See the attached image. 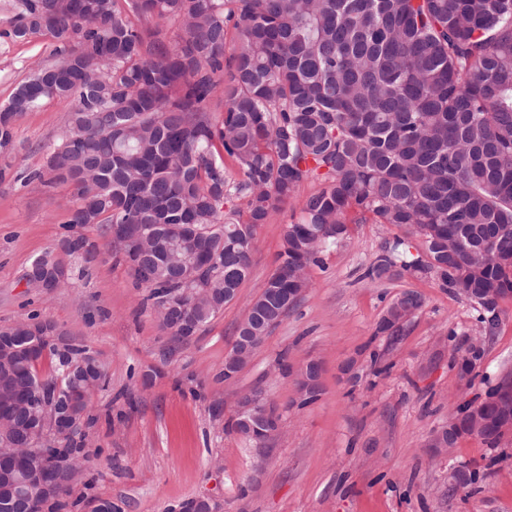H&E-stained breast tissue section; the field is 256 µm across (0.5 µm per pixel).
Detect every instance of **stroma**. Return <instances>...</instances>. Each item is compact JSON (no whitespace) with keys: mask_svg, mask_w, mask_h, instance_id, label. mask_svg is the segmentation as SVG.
<instances>
[{"mask_svg":"<svg viewBox=\"0 0 512 512\" xmlns=\"http://www.w3.org/2000/svg\"><path fill=\"white\" fill-rule=\"evenodd\" d=\"M10 0H0V104L37 65L54 63L49 36L15 41L7 32ZM74 108L70 98L45 101L16 123L11 170L45 171V147ZM0 182V325L32 313L90 345L107 381L94 400L86 432L87 480L81 512L109 499L121 512H167L177 501L217 499L224 512H512V432L491 448L460 439L450 457L434 456L429 437L448 422L461 397L512 386V298L486 343L470 386L451 364L453 345L477 338L476 311L433 278L371 280L367 270L394 229L356 224L311 272L313 284L231 382L220 378L247 300L277 266L286 222L319 189L302 183L293 198L258 227L248 279L237 300L190 341L177 343L144 309L126 266L101 255L49 295L27 290L22 275L67 232L74 188ZM412 290L422 307L397 335L378 332L389 303ZM323 367V393L294 403L292 372L308 360ZM262 389L281 418L279 434L256 448L225 431L239 391ZM484 468V481L448 491V472Z\"/></svg>","mask_w":512,"mask_h":512,"instance_id":"1","label":"stroma"}]
</instances>
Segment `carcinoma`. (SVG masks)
Masks as SVG:
<instances>
[{"instance_id":"cac0c4a2","label":"carcinoma","mask_w":512,"mask_h":512,"mask_svg":"<svg viewBox=\"0 0 512 512\" xmlns=\"http://www.w3.org/2000/svg\"><path fill=\"white\" fill-rule=\"evenodd\" d=\"M7 36L48 35L58 63L33 71L0 105V155L15 126L46 98L71 97L52 177L74 185L67 223L97 228L103 245L75 232L57 251L90 263L103 249L124 262L144 305L182 296L178 342L197 335L248 277L257 228L305 181H320L299 217L284 225L279 263L249 300L276 311L253 323L268 336L311 287L322 254L351 224L405 232L385 242L373 280L432 277L477 307L512 297V0H13ZM178 24V40L150 27ZM232 44H227L228 28ZM223 105L213 116L214 99ZM236 163L230 172L224 157ZM35 340L0 356V419L20 394L75 398L74 434L40 448L87 460L91 404L106 384L85 341L76 355L56 343L59 326L33 314ZM48 360L42 373L38 365ZM502 438L498 408L474 398ZM71 476L57 498L26 512L75 508Z\"/></svg>"}]
</instances>
